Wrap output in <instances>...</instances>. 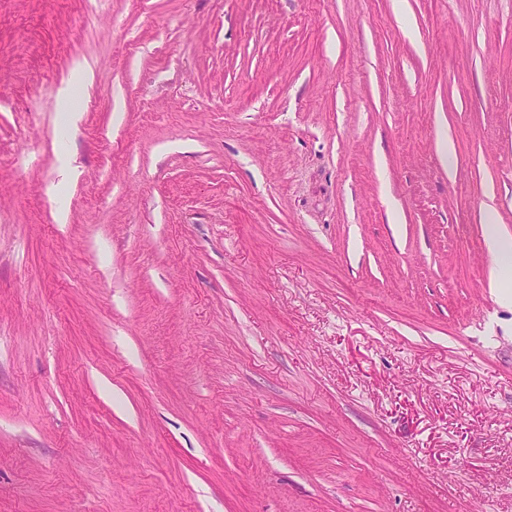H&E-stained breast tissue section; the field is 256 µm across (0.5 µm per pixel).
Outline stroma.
Returning <instances> with one entry per match:
<instances>
[{
	"instance_id": "35a3bbf8",
	"label": "stroma",
	"mask_w": 512,
	"mask_h": 512,
	"mask_svg": "<svg viewBox=\"0 0 512 512\" xmlns=\"http://www.w3.org/2000/svg\"><path fill=\"white\" fill-rule=\"evenodd\" d=\"M492 221L512 0H0V512H512Z\"/></svg>"
}]
</instances>
